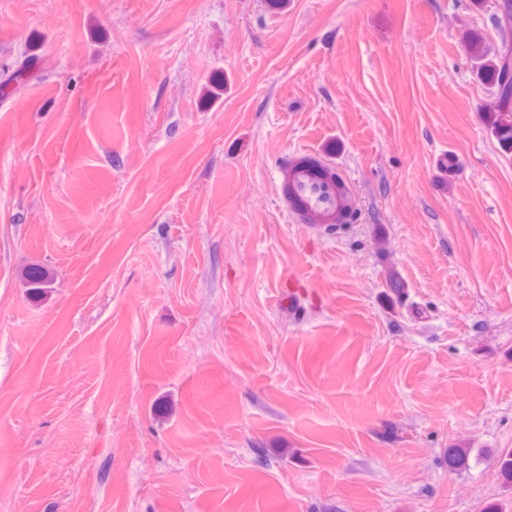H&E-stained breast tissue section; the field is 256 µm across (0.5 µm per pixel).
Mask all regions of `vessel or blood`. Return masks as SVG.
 <instances>
[{
    "mask_svg": "<svg viewBox=\"0 0 512 512\" xmlns=\"http://www.w3.org/2000/svg\"><path fill=\"white\" fill-rule=\"evenodd\" d=\"M278 170V199L295 223L334 233L357 221L350 180L332 163L305 149L284 156Z\"/></svg>",
    "mask_w": 512,
    "mask_h": 512,
    "instance_id": "vessel-or-blood-1",
    "label": "vessel or blood"
}]
</instances>
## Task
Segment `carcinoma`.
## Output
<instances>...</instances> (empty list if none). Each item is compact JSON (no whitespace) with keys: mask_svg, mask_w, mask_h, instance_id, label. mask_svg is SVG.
Returning a JSON list of instances; mask_svg holds the SVG:
<instances>
[{"mask_svg":"<svg viewBox=\"0 0 512 512\" xmlns=\"http://www.w3.org/2000/svg\"><path fill=\"white\" fill-rule=\"evenodd\" d=\"M511 54L490 53L486 50L475 52L477 60L476 73L479 79L489 84L495 99V119L492 122V130L499 139L512 145V73L506 68V59ZM29 285L30 296L34 299L41 298L45 289L52 281L51 273L40 265H31L23 272ZM468 448L448 449V472L459 473L469 467ZM496 467L500 479L505 485H512V449L502 450L496 460Z\"/></svg>","mask_w":512,"mask_h":512,"instance_id":"1","label":"carcinoma"}]
</instances>
